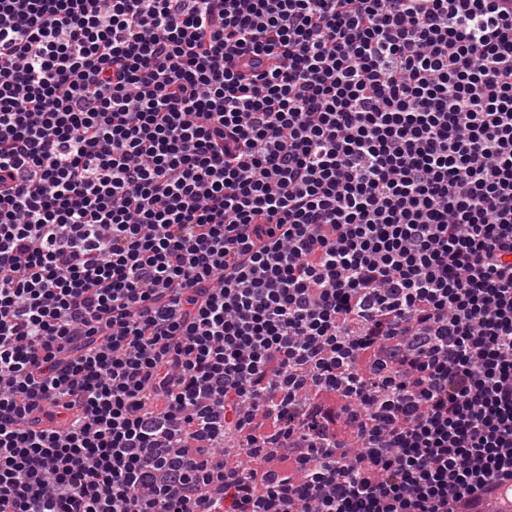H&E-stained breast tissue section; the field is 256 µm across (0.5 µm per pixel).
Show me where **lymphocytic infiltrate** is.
I'll return each instance as SVG.
<instances>
[{"label": "lymphocytic infiltrate", "mask_w": 512, "mask_h": 512, "mask_svg": "<svg viewBox=\"0 0 512 512\" xmlns=\"http://www.w3.org/2000/svg\"><path fill=\"white\" fill-rule=\"evenodd\" d=\"M512 0H0V512H493Z\"/></svg>", "instance_id": "f902f5d3"}]
</instances>
